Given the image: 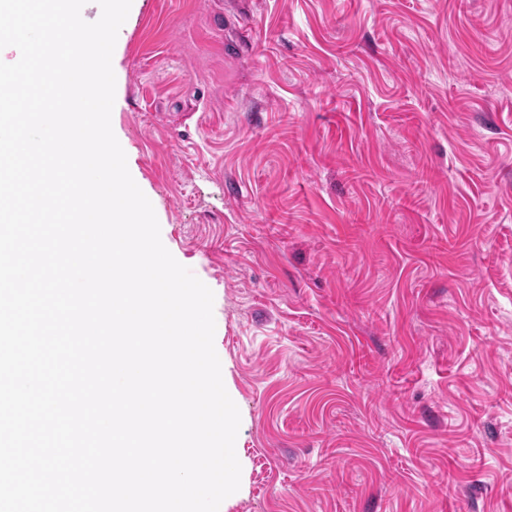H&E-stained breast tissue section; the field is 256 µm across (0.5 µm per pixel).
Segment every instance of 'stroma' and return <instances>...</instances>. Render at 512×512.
Segmentation results:
<instances>
[{
	"label": "stroma",
	"mask_w": 512,
	"mask_h": 512,
	"mask_svg": "<svg viewBox=\"0 0 512 512\" xmlns=\"http://www.w3.org/2000/svg\"><path fill=\"white\" fill-rule=\"evenodd\" d=\"M112 67L214 293L220 512H512V0H133Z\"/></svg>",
	"instance_id": "stroma-1"
}]
</instances>
